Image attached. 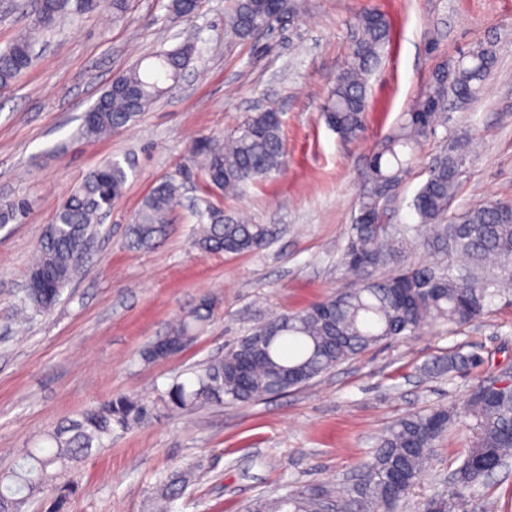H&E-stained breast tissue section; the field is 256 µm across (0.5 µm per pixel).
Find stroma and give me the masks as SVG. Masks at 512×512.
<instances>
[{"instance_id":"obj_1","label":"stroma","mask_w":512,"mask_h":512,"mask_svg":"<svg viewBox=\"0 0 512 512\" xmlns=\"http://www.w3.org/2000/svg\"><path fill=\"white\" fill-rule=\"evenodd\" d=\"M169 0H112L80 22L61 17L35 45L12 87L0 90V198H24L26 218L0 229V470L43 433L84 408L117 395L153 399L189 382L271 314L295 312L345 287L338 257L376 144L408 112L432 74L478 44L494 46L496 70L480 99L448 112L414 156L385 221L413 225L410 202L447 138L469 134L474 152L454 207L512 200V0H298L260 40L235 37L232 0H201L194 17L168 11ZM32 0H0V49L33 19ZM374 9L390 41L367 78L368 112L360 138L345 140L320 107L348 58L355 22ZM197 35L179 85L139 120L106 140L83 137L84 112L142 57ZM281 113L286 160L279 172L239 198H217L230 214L278 224L280 236L253 254L204 255L192 244L195 206L209 193L192 143L233 136L253 113ZM129 158L122 197L102 218L81 273L58 304L17 332L12 312L32 254L57 204L105 160ZM183 185V206L167 238L151 250L129 245L127 226L162 178ZM221 300L214 318L177 357L141 358L204 294ZM451 351L478 353L464 373L423 371ZM512 378V293L459 331L424 328L364 352L308 385L262 400L162 412L93 451L69 475L67 512H149L159 482L186 466L192 481L173 512H246L256 498L291 487L339 491L379 438L400 418L431 407L462 408L469 393ZM468 418L437 443L403 512L445 489L471 439ZM466 512H512V467L481 482Z\"/></svg>"}]
</instances>
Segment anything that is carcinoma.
Segmentation results:
<instances>
[{
  "mask_svg": "<svg viewBox=\"0 0 512 512\" xmlns=\"http://www.w3.org/2000/svg\"><path fill=\"white\" fill-rule=\"evenodd\" d=\"M74 2L72 21L95 11L100 0H39L33 25L0 50V88L12 85L32 61V40L53 26ZM268 20L265 0H235L231 32L252 39ZM357 36L334 87L322 106L327 125L353 140L364 130L367 75L380 62L390 40L389 25L377 11L363 13ZM195 52L189 35L176 48L143 58L98 97L83 116L90 138H102L136 121L180 79ZM497 63L495 51L479 45L448 69L435 71L429 85L436 97H422L373 153L369 187L361 193L358 214L340 262L355 281L302 310L279 314L243 337L222 356L211 359L188 383H175L156 402L119 395L78 413L68 424L43 434L6 472L0 473V512H26L28 504L53 491L50 512H65L69 486L60 479L76 463L112 442V434L141 425L158 407L189 411L212 404H237L284 393L308 384L333 367L357 358L388 340L411 336L425 326L446 323L461 328L485 316L493 299L512 288V202L491 201L463 209L448 218V203L460 187L471 155L467 137H453L433 159L426 181L412 200L418 224L399 235L383 223L384 207L395 198L411 158L431 135L448 101L464 105L476 99ZM279 113L252 114L238 134L224 141L204 138L192 147L209 188L223 196H241L246 188L279 171L285 155ZM129 159L111 158L91 171L58 204L41 235L17 312L29 319L50 311L63 289L81 269L99 216L121 198L129 178ZM180 206L173 178L157 183L128 225L131 244L155 247L166 235ZM23 200H0V227L26 215ZM194 245L204 254L260 251L279 235L277 224H252L205 202ZM426 234L429 251L440 256L431 265H403L405 235ZM397 264L386 276L378 269ZM218 301L202 296L166 332V337L193 343L211 322ZM481 363L475 353L459 351L433 359L434 375L450 374ZM473 420L470 444L448 490L427 499L423 512H457L481 479L512 458V387L486 394L473 392L464 405ZM456 411L436 407L404 417L380 438L362 470L334 501V512H401L420 481L436 442L454 424ZM190 473L171 477L160 489L155 512H171L178 489ZM324 491L297 487L273 499L258 498L247 512H325Z\"/></svg>",
  "mask_w": 512,
  "mask_h": 512,
  "instance_id": "obj_1",
  "label": "carcinoma"
}]
</instances>
